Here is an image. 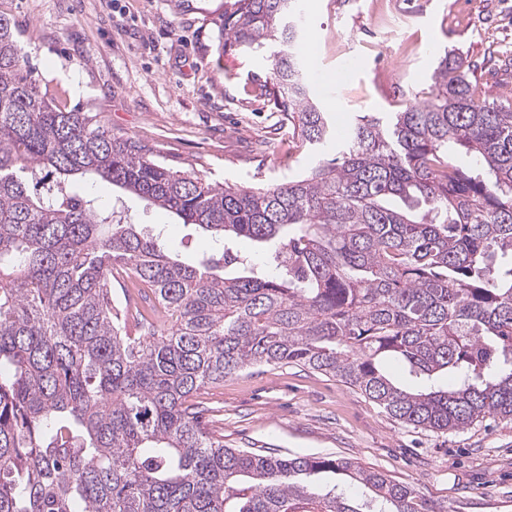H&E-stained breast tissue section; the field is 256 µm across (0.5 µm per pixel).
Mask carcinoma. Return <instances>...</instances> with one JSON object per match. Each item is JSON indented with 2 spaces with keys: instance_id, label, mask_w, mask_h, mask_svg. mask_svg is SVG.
Segmentation results:
<instances>
[{
  "instance_id": "cac0c4a2",
  "label": "carcinoma",
  "mask_w": 512,
  "mask_h": 512,
  "mask_svg": "<svg viewBox=\"0 0 512 512\" xmlns=\"http://www.w3.org/2000/svg\"><path fill=\"white\" fill-rule=\"evenodd\" d=\"M297 11L224 0L212 24L218 56L269 53L264 95L318 150L333 128L308 97ZM18 36L0 16V512H434L347 461L226 448L193 396L296 364L415 429L512 422V102L475 97L450 52L428 99L356 114L335 158L219 185L48 97ZM87 174L219 244L280 240L274 271L226 247L173 258L161 235L75 194ZM122 273L146 309L114 304ZM392 364L425 386L395 382ZM324 477L359 483L360 499L316 492Z\"/></svg>"
}]
</instances>
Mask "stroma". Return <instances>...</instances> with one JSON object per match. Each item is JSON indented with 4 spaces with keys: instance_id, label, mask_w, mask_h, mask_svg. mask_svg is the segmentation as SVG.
<instances>
[{
    "instance_id": "stroma-1",
    "label": "stroma",
    "mask_w": 512,
    "mask_h": 512,
    "mask_svg": "<svg viewBox=\"0 0 512 512\" xmlns=\"http://www.w3.org/2000/svg\"><path fill=\"white\" fill-rule=\"evenodd\" d=\"M223 0H0L20 28L41 88L98 112L166 164L216 184L280 183L313 165L260 84L261 54L215 53L209 12ZM306 39L338 84L309 85L343 140L358 112H396L423 99L445 50L473 64L477 97L512 99V0H407L394 28L364 0H302ZM83 195L162 234L172 256L197 263L219 250L210 233L136 195L92 179ZM229 448L282 458L352 461L414 489L435 512H512V422L484 420L436 434L391 418L339 379L297 365L247 369L197 396Z\"/></svg>"
}]
</instances>
